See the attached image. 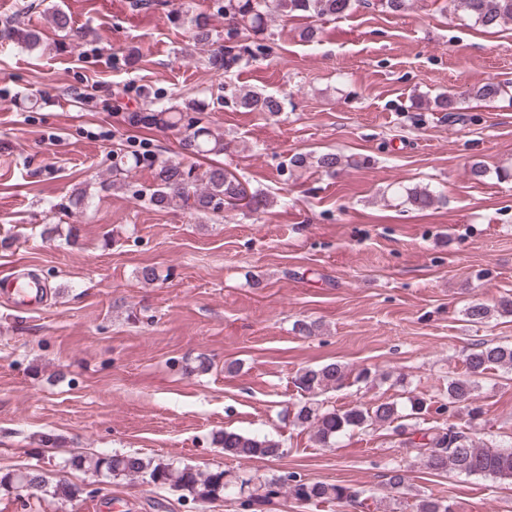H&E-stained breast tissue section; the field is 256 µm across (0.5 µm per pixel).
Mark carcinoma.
<instances>
[{
	"mask_svg": "<svg viewBox=\"0 0 512 512\" xmlns=\"http://www.w3.org/2000/svg\"><path fill=\"white\" fill-rule=\"evenodd\" d=\"M353 0H222L217 11L224 16V46L209 58V64L217 70L227 71L240 60L236 52L238 43L267 31L273 13L290 18L297 16L341 17L351 11ZM455 9L466 13L484 27L493 28L512 22V0H454ZM183 21V17H177ZM193 37L201 43L211 38L209 19L195 15L186 19ZM17 43L26 48L38 47L42 38L39 32L15 26L10 30ZM239 106L248 111L275 114L281 110V101L274 95H262L246 91L239 96ZM127 122L134 127L176 129L182 132V150L202 158L224 154V136L201 124V118L189 115L173 106L153 109L146 105L127 113ZM152 169V182L148 191L137 190V199H147L154 206L163 207L173 202L192 207L204 213L221 215L227 210L245 208L251 213H261L271 204L270 199L260 193L251 192L233 174L221 165L201 168L171 161H157L147 144L127 141L117 144L112 150V180L114 189L129 186L133 172L142 166ZM316 165L326 173L334 174L342 166V157L336 153H325L316 157ZM408 202L418 209H428L440 200V195L424 189H413L407 193ZM467 376L448 381V403L438 407L446 411L451 407L465 405L474 416L482 413L476 405L475 379L494 369L512 371V343L482 341L465 359ZM370 379L369 372H353L339 362H330L299 370L293 380L298 391L316 395L342 388L346 383H364ZM406 415L399 411L394 401L359 404L347 409L327 407L310 399L298 403L294 413L297 425L310 428L317 442L332 447L336 439L356 429L373 425L387 426L396 435L406 434ZM419 439L409 437L405 444L415 449L424 458L427 468L438 473L480 475L503 481H512V448L491 446L480 448L463 429L455 426H438L418 429ZM214 440L224 455L237 460L273 458L283 454L280 441L267 435L235 430H218ZM68 464L79 468L88 466L103 472L109 478L140 479L156 486H166L179 493V498L194 504L206 503L239 495L247 491V500L242 505L251 512H263L264 507L274 503L281 493L298 506L309 502L327 507L348 504L357 510L362 507L361 493L340 483L311 482L296 472L272 475L259 479L242 475L224 468L207 472L191 466H176L169 462L148 459L137 453L76 457ZM408 481L407 470L394 464L388 468L386 485L398 490ZM30 483L35 490L29 500L39 505L46 496L73 501L78 485L58 481L49 485L43 472L33 469L25 472H7L0 475V489H19ZM412 512H454L447 500L430 495L415 498Z\"/></svg>",
	"mask_w": 512,
	"mask_h": 512,
	"instance_id": "1",
	"label": "carcinoma"
}]
</instances>
